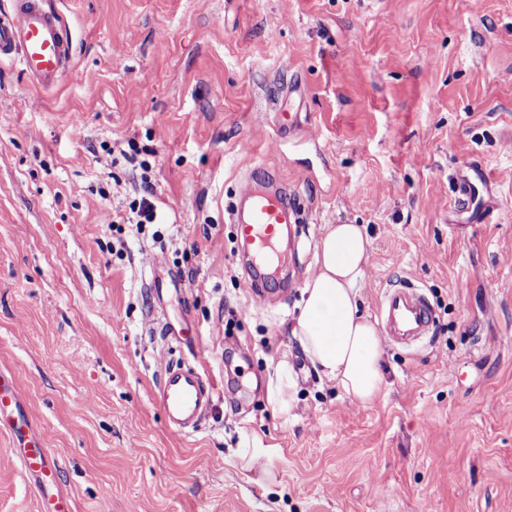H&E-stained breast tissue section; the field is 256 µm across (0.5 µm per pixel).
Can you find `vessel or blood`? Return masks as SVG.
Instances as JSON below:
<instances>
[{"label":"vessel or blood","mask_w":512,"mask_h":512,"mask_svg":"<svg viewBox=\"0 0 512 512\" xmlns=\"http://www.w3.org/2000/svg\"><path fill=\"white\" fill-rule=\"evenodd\" d=\"M73 39L69 29L43 0H11V11L0 17V58L18 59L23 72L37 86L48 89L61 79L78 80L71 66ZM239 194L242 212L233 213L237 242L247 246L256 269L279 265L284 259L280 233L295 211L283 196L264 190L254 176H244ZM378 315L385 337L394 343H411L429 335L435 319L425 292L412 283L386 288ZM224 396V389L187 362L169 363L153 392V401L176 431H198L202 420ZM8 421L15 457L34 480L37 495L49 500L51 512H74L71 498L58 491V464L43 448L23 405L18 386L0 374V419Z\"/></svg>","instance_id":"vessel-or-blood-1"}]
</instances>
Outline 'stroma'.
<instances>
[{"instance_id": "35a3bbf8", "label": "stroma", "mask_w": 512, "mask_h": 512, "mask_svg": "<svg viewBox=\"0 0 512 512\" xmlns=\"http://www.w3.org/2000/svg\"><path fill=\"white\" fill-rule=\"evenodd\" d=\"M49 2L81 79L44 90L0 59V372L74 512H512V0ZM144 160L166 221L115 233ZM468 165L487 187L463 203ZM256 167L307 215L263 307L228 212ZM345 220L372 242L361 311L400 280L436 311L386 344L366 407L288 332ZM159 314L197 348L153 335ZM173 359L224 384L194 434L152 400ZM284 359L288 417L267 398ZM261 444L271 484L238 457ZM0 512H41L2 428Z\"/></svg>"}]
</instances>
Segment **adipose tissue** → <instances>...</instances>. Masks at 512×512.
I'll list each match as a JSON object with an SVG mask.
<instances>
[{
  "label": "adipose tissue",
  "instance_id": "1",
  "mask_svg": "<svg viewBox=\"0 0 512 512\" xmlns=\"http://www.w3.org/2000/svg\"><path fill=\"white\" fill-rule=\"evenodd\" d=\"M371 250L362 225H326L290 326L293 342L315 372L362 406L373 404L385 384L383 338L359 308Z\"/></svg>",
  "mask_w": 512,
  "mask_h": 512
}]
</instances>
